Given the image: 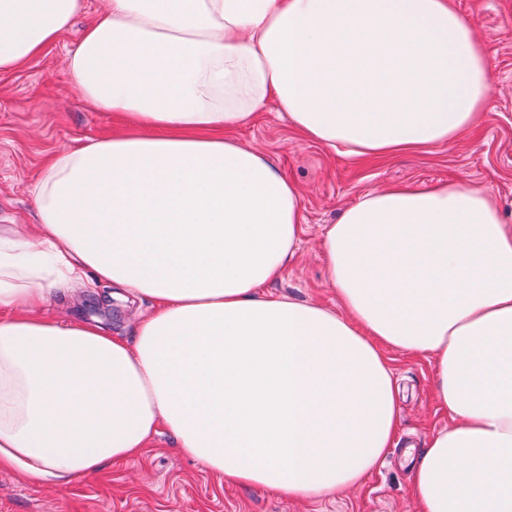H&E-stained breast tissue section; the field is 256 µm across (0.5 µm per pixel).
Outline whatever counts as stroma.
I'll list each match as a JSON object with an SVG mask.
<instances>
[{
    "mask_svg": "<svg viewBox=\"0 0 512 512\" xmlns=\"http://www.w3.org/2000/svg\"><path fill=\"white\" fill-rule=\"evenodd\" d=\"M100 0L54 45L19 69L0 72V224L36 234L31 188L50 156L120 130L121 119L94 110L76 90L67 68L69 54ZM486 46L490 95L481 119L450 144L416 153L355 158L306 139L277 116L275 101L255 113L235 138L261 151L293 181L301 197L300 248L271 291L337 309L326 279L323 234L345 208L371 191L393 185L428 190L464 183L489 188L504 223L512 225V0H453ZM149 312L148 305L119 299L101 302L78 289L55 302L47 317H98L121 328ZM400 387V440L426 449L430 433L453 420L435 394L429 358L389 351ZM410 468L389 452L358 486L333 498H291L259 487L227 484L186 453L169 436L158 437L137 460L112 464L69 487L31 485L0 470V512H418L410 491Z\"/></svg>",
    "mask_w": 512,
    "mask_h": 512,
    "instance_id": "obj_1",
    "label": "stroma"
}]
</instances>
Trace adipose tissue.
Returning a JSON list of instances; mask_svg holds the SVG:
<instances>
[{
    "instance_id": "obj_1",
    "label": "adipose tissue",
    "mask_w": 512,
    "mask_h": 512,
    "mask_svg": "<svg viewBox=\"0 0 512 512\" xmlns=\"http://www.w3.org/2000/svg\"><path fill=\"white\" fill-rule=\"evenodd\" d=\"M86 0H0V71ZM486 49L452 0H102L68 56L125 133L55 153L38 233L0 225V469L65 486L157 436L237 485L309 498L395 447L387 350L429 357L454 426L411 473L420 512H512V229L488 189L367 193L327 225L333 312L266 291L300 243V194L226 138L276 99L347 156L453 142L483 111ZM106 287L129 332L44 311Z\"/></svg>"
}]
</instances>
